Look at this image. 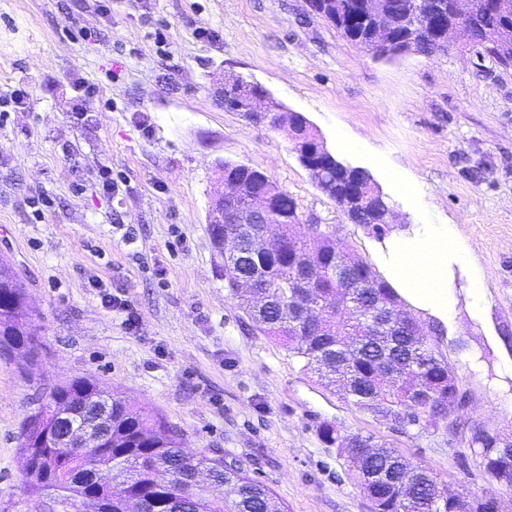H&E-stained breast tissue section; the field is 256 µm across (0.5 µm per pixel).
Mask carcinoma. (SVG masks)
<instances>
[{
  "label": "carcinoma",
  "instance_id": "cac0c4a2",
  "mask_svg": "<svg viewBox=\"0 0 512 512\" xmlns=\"http://www.w3.org/2000/svg\"><path fill=\"white\" fill-rule=\"evenodd\" d=\"M317 8L322 17L349 41L365 47L376 25L359 0H325ZM390 13L386 19L398 44L412 39V51L430 56L444 50L436 34L425 24L426 12L434 0H387ZM506 34L492 52L485 40L490 33ZM476 47L491 61L503 66L512 63V0H473V15L459 36V48ZM225 172L233 176L248 197L265 192L266 174L247 166L230 165ZM313 184L336 203L355 224H371L390 210L369 172L343 171L338 164H320L311 174ZM279 214L291 226L300 219L296 199L278 191ZM245 200L224 206V223L209 232L224 233V254L246 252L238 265H224L225 287L231 299L263 334L277 340L303 368L318 374L328 385L333 376H348L344 396L353 406L386 419L392 417L403 425L434 427L442 418L440 402L412 403L413 385L380 377L383 363L400 361L424 368L425 386L440 396L447 394L448 373L453 368L428 340L423 327L420 335L396 327H384L379 336L366 333V318L385 316L405 309L398 293L349 246L336 243L324 234L300 237L289 232L288 239L265 257L250 254V233L264 225L253 220L243 223ZM311 252L318 267L325 270L312 284L313 302L325 314L315 331L296 332L297 308L293 297H285V285L295 271V257ZM258 277L264 286L266 301L257 306L237 291V282ZM347 316H336V306ZM35 310L30 306L25 288L9 260L0 258V359L18 353L30 360L38 356L39 344L34 325ZM100 410L111 432L107 448H54L41 442L45 430L59 422L63 413L73 414L72 421L83 425L92 411ZM322 440L350 454L356 448H369L370 467L357 471L361 487H367L371 474L384 476L377 492L397 506V512H438V478L420 464H410L384 444L369 437H343L324 424ZM179 434L166 419L131 401L123 392L106 391L88 377H75L55 385L48 399L25 421L21 433L23 457L22 491L40 507L47 500L74 508L84 498L92 497L99 512H284L281 502L264 484L238 469L224 468V460L204 452L188 456L181 448ZM87 470L99 472L96 481L82 479Z\"/></svg>",
  "mask_w": 512,
  "mask_h": 512
}]
</instances>
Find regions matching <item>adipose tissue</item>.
<instances>
[{
  "label": "adipose tissue",
  "instance_id": "ef3b65f1",
  "mask_svg": "<svg viewBox=\"0 0 512 512\" xmlns=\"http://www.w3.org/2000/svg\"><path fill=\"white\" fill-rule=\"evenodd\" d=\"M467 261L457 234L431 224L415 237L388 242L381 257L391 285L417 307L443 317L455 304L454 269Z\"/></svg>",
  "mask_w": 512,
  "mask_h": 512
}]
</instances>
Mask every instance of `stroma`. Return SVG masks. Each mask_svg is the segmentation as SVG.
I'll return each instance as SVG.
<instances>
[{
    "mask_svg": "<svg viewBox=\"0 0 512 512\" xmlns=\"http://www.w3.org/2000/svg\"><path fill=\"white\" fill-rule=\"evenodd\" d=\"M228 73L367 169L399 223L380 234L349 221L285 132L225 109ZM18 86L29 103L0 124V255L26 287L42 353L27 375L0 359V512H33L19 448L41 389L82 376L161 413L186 447L247 471L287 512H372L345 455L321 440L325 423L512 512V489L470 443L475 424L512 434V67L454 48L378 61L303 0H111L106 13L99 0H0V96ZM220 160L264 172L374 268L384 241L423 224L465 240L480 308L461 289L448 319L415 312L464 396L438 428L356 408L243 316L206 224ZM94 278L130 302L136 328Z\"/></svg>",
    "mask_w": 512,
    "mask_h": 512,
    "instance_id": "stroma-1",
    "label": "stroma"
}]
</instances>
